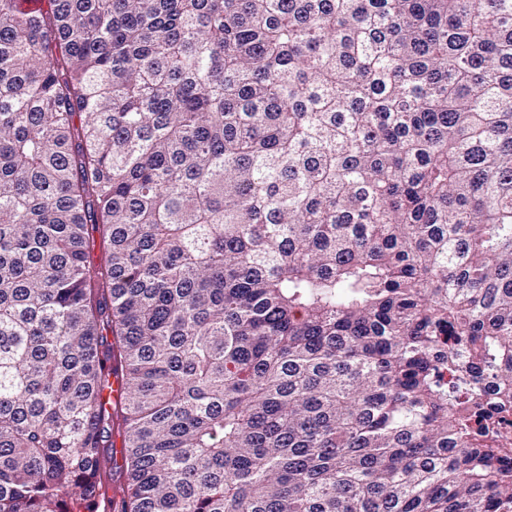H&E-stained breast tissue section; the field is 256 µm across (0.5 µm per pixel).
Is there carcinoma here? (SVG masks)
Returning <instances> with one entry per match:
<instances>
[{"mask_svg": "<svg viewBox=\"0 0 512 512\" xmlns=\"http://www.w3.org/2000/svg\"><path fill=\"white\" fill-rule=\"evenodd\" d=\"M115 357L129 512H512V0H0V512Z\"/></svg>", "mask_w": 512, "mask_h": 512, "instance_id": "obj_1", "label": "carcinoma"}]
</instances>
